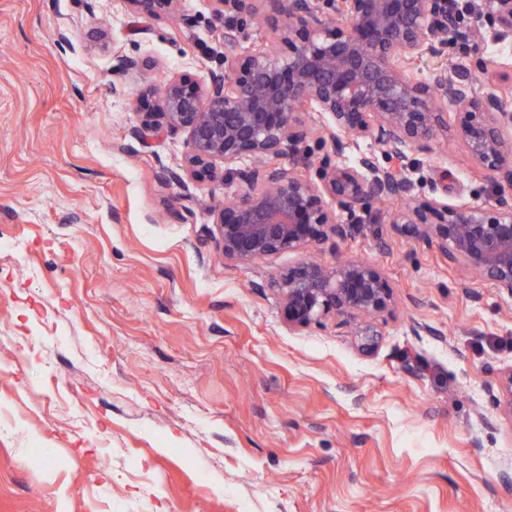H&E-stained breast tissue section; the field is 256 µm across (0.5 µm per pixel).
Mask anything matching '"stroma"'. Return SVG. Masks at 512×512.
<instances>
[{"label":"stroma","mask_w":512,"mask_h":512,"mask_svg":"<svg viewBox=\"0 0 512 512\" xmlns=\"http://www.w3.org/2000/svg\"><path fill=\"white\" fill-rule=\"evenodd\" d=\"M228 26L273 37L208 0H0V512H512L511 296L384 217L226 260L231 188L162 180L186 132L131 137L148 87L222 70ZM461 27L449 67L512 64L479 12ZM126 55L154 66L113 74ZM405 170L428 198L491 189L451 132ZM348 259L393 292L368 354L343 316L289 330L268 287ZM143 14L150 16L171 15L178 8L179 0H132Z\"/></svg>","instance_id":"stroma-1"}]
</instances>
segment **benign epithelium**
<instances>
[{
    "label": "benign epithelium",
    "mask_w": 512,
    "mask_h": 512,
    "mask_svg": "<svg viewBox=\"0 0 512 512\" xmlns=\"http://www.w3.org/2000/svg\"><path fill=\"white\" fill-rule=\"evenodd\" d=\"M150 16L175 13L180 0H133ZM215 14L260 15L275 37L270 46L238 49L224 32V70L200 85L186 77L157 89V111L149 112L131 137L182 130L189 151L183 173L162 177L186 181L218 177L235 185L217 211L218 247L224 258L249 263L281 251H298L344 238L353 218L374 201L406 200L390 223L436 245L494 287L512 296V74L499 92L480 95L475 73L490 61L475 54L468 67L448 72L443 57L459 18L448 0H211ZM480 12L499 42L512 39V0H481ZM437 60L432 76L420 64ZM151 67L140 57L122 56L114 71L132 74ZM454 130L472 162L495 184L482 204L421 200L399 170L380 168L371 154L352 162L324 163L315 174L283 168L279 160L311 135L305 119L326 120L334 152L342 156L357 140L371 141L400 161L431 149L436 133ZM255 167L234 169L244 158ZM224 163L219 169L217 163ZM283 300L288 328H307L330 315L373 318L387 309L391 289L370 262L346 260L333 267L301 261L271 281ZM360 348L374 345L376 330L358 326ZM506 400L501 413L512 420V369L500 379Z\"/></svg>",
    "instance_id": "benign-epithelium-1"
}]
</instances>
